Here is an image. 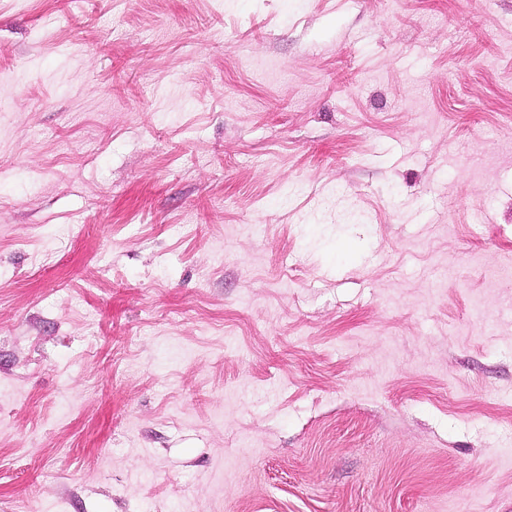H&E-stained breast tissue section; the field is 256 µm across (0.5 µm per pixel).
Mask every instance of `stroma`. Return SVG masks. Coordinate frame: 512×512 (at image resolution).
<instances>
[{"label":"stroma","mask_w":512,"mask_h":512,"mask_svg":"<svg viewBox=\"0 0 512 512\" xmlns=\"http://www.w3.org/2000/svg\"><path fill=\"white\" fill-rule=\"evenodd\" d=\"M512 0H0V512H512Z\"/></svg>","instance_id":"35a3bbf8"}]
</instances>
